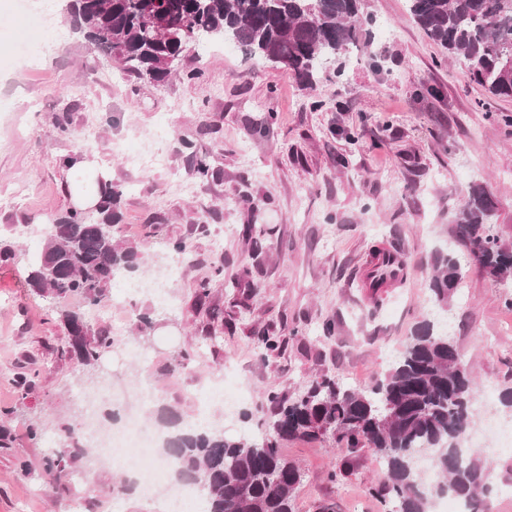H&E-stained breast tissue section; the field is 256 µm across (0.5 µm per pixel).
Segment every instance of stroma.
Listing matches in <instances>:
<instances>
[{"label": "stroma", "instance_id": "1", "mask_svg": "<svg viewBox=\"0 0 512 512\" xmlns=\"http://www.w3.org/2000/svg\"><path fill=\"white\" fill-rule=\"evenodd\" d=\"M365 14L390 33L350 48L337 61L341 76L302 87L285 71L253 64L235 48L212 42L195 47L191 67L200 78L177 76L156 86L96 61L90 44L71 37L70 24L55 8L50 26L19 16L11 0H0V196L13 197L0 209V226L30 225L13 236L15 259L0 262V409H12L4 428L10 445L0 448V512H66L68 495L58 493L43 468L49 450L31 440L28 426L42 420L54 436L60 423H81L84 389L98 412L111 401L97 397V374L75 371L58 361L65 336L49 314L50 296L30 292L26 277L42 248L38 226L67 210L64 187L71 173L64 156L77 152L95 161L112 181L133 184L123 199L119 236L143 253L137 276H151L167 244L189 239L192 265L169 288V304L148 294L132 312L113 310L121 327L100 371L136 389L149 378L160 402L177 407L185 424L203 421L239 436L249 435L272 415L268 389L295 396L316 374L355 388L385 374L414 324L442 315L481 387L472 429L483 447L495 449L499 465H512L502 448L499 425L512 423V408L499 393L512 387V275L493 277L468 263L451 234L469 187L486 185L496 203L494 226L512 247V99L491 96L466 65L451 61L407 10V0H363ZM68 40L39 64L15 59L14 42L32 46ZM70 110L78 136L64 139L54 129L58 112ZM169 128L158 142L160 128ZM359 139L349 143L346 130ZM191 139L209 153L224 179L192 195L184 185L193 172L181 146ZM348 166H340V156ZM259 221L277 228L260 257H253L239 231L251 207ZM211 218L224 229V276L210 300L219 311L199 309L195 282L213 257L207 236L195 224ZM157 225L147 235V225ZM398 243L407 265L404 284L384 289L376 303L363 285L373 249ZM454 249L466 261V277L445 313L429 300L427 283L435 251ZM256 265L263 287L246 310L235 307L241 289L233 274ZM153 327L141 336L137 313ZM332 321V335L322 333ZM288 337L283 355H262L254 339L259 327ZM197 346L193 370H166L174 353ZM39 368L37 386L19 399L12 383L20 362ZM236 368L229 381L247 398L227 409L209 401L204 384L219 366ZM87 400V401H88ZM285 453L303 473L295 512H391V502L371 493L385 477L367 449L345 459L328 441L288 442ZM86 469L100 497L97 512H159L154 500L118 496L114 458L91 450ZM27 462L30 474L18 469ZM346 474L330 481L336 469Z\"/></svg>", "mask_w": 512, "mask_h": 512}]
</instances>
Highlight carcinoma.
Masks as SVG:
<instances>
[{
  "mask_svg": "<svg viewBox=\"0 0 512 512\" xmlns=\"http://www.w3.org/2000/svg\"><path fill=\"white\" fill-rule=\"evenodd\" d=\"M71 31L98 53L138 79L155 85L185 71L192 45L206 40L231 42L251 58L285 69L304 86L362 40L369 18L361 0H69ZM414 21L448 54L468 65L473 80L495 97L512 98V0H409ZM196 183L207 187L224 177L191 140L182 139ZM125 188L98 181V200L87 208L72 206L45 224L40 262L28 273V288L59 302L51 308L67 336L58 355L76 370L94 369L112 351V333L91 323L93 311L111 297L114 280L137 271L144 257L119 238L120 203ZM496 207L481 184L470 187L456 216L455 236L473 262L495 277L512 274V248L500 243L491 225ZM256 254L272 229L251 215L240 228ZM224 275V255L214 257L210 275L197 286L204 306L210 285ZM465 268L452 250L432 261L428 290L442 309L460 288ZM235 287L246 289L240 303L261 285L248 267ZM258 348L282 351L285 339L266 329L255 331ZM195 351L188 345L171 360L168 372L192 368ZM39 372L22 367L13 384L22 399L36 387ZM477 392L468 365L452 337L425 317L412 328L401 352L382 378L353 389L321 374L306 390L288 397L267 393L272 420L260 437H240L214 428L183 425L182 415L162 404L159 424L168 430L163 451L174 458L181 477L206 490L207 512H294L293 497L301 469L283 454L292 440L328 439L345 456L370 448L380 459L386 480L372 490L394 504L393 512H432L433 502L448 493L484 512L496 490L493 469L473 451L458 447L470 432ZM62 444L44 460L68 493L66 478L85 459L75 440L76 426L60 424ZM429 453L437 479L428 484L418 457Z\"/></svg>",
  "mask_w": 512,
  "mask_h": 512,
  "instance_id": "cac0c4a2",
  "label": "carcinoma"
}]
</instances>
